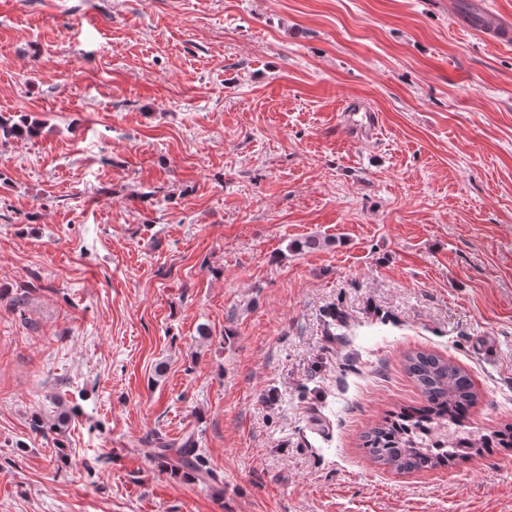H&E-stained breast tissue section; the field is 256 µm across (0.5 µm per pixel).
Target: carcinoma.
<instances>
[{"mask_svg":"<svg viewBox=\"0 0 512 512\" xmlns=\"http://www.w3.org/2000/svg\"><path fill=\"white\" fill-rule=\"evenodd\" d=\"M36 133L26 118L0 116V142ZM406 372L422 396L419 406L402 407L363 435V449L375 462L396 472L452 466L494 448L512 450V425L481 432L468 425L478 394L470 375L451 361L426 351L406 356ZM146 454L172 472H184L211 488L217 475L206 467L194 434L179 442L153 437Z\"/></svg>","mask_w":512,"mask_h":512,"instance_id":"cac0c4a2","label":"carcinoma"}]
</instances>
